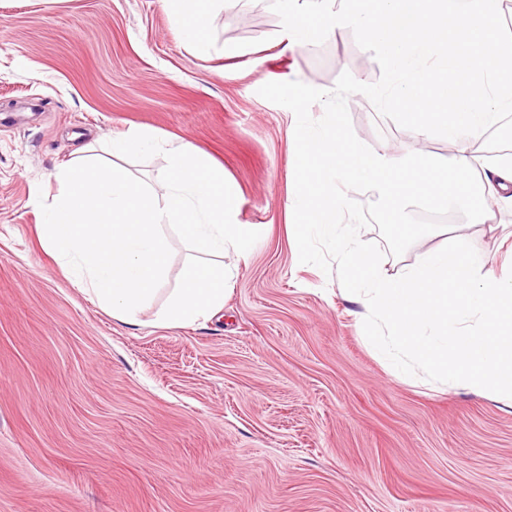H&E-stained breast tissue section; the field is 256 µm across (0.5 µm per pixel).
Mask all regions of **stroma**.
<instances>
[{
  "mask_svg": "<svg viewBox=\"0 0 512 512\" xmlns=\"http://www.w3.org/2000/svg\"><path fill=\"white\" fill-rule=\"evenodd\" d=\"M211 40L188 46L162 0H0V512H512V407L398 379L287 232L296 118L258 90L373 83L374 56L345 26L289 47L268 0H226ZM347 105L371 149L455 153L364 95ZM138 128L222 164L237 223L260 233L208 321L155 320L188 255L178 237L136 326L40 241L56 168ZM464 234L488 266L512 261L511 209Z\"/></svg>",
  "mask_w": 512,
  "mask_h": 512,
  "instance_id": "stroma-1",
  "label": "stroma"
}]
</instances>
